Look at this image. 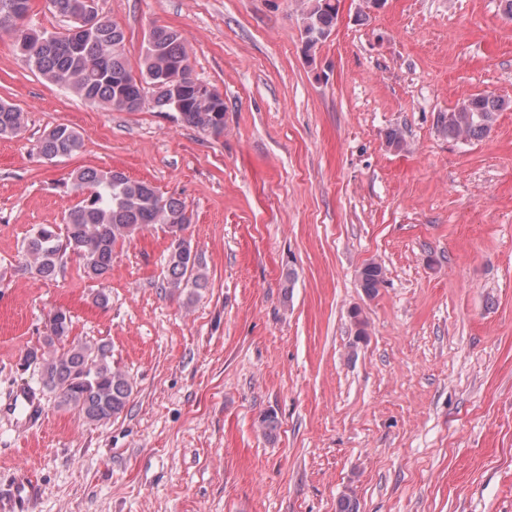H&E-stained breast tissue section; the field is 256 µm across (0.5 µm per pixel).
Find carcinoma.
I'll return each instance as SVG.
<instances>
[{
	"label": "carcinoma",
	"mask_w": 512,
	"mask_h": 512,
	"mask_svg": "<svg viewBox=\"0 0 512 512\" xmlns=\"http://www.w3.org/2000/svg\"><path fill=\"white\" fill-rule=\"evenodd\" d=\"M298 2L304 53L311 57L324 43L317 33L333 31L337 12L328 0ZM48 5L71 25L63 32L43 33L42 41L31 44L23 58L47 80L85 100L128 112V104L148 98L160 112L175 111L168 90L172 82L160 65L163 59L175 64L172 75L180 85L197 81L178 31L153 28L135 70L126 54L124 28L104 17L93 21L88 15L94 0H48ZM29 9L30 0H0V33L12 35L17 43L28 41V30L18 21ZM504 109V100L478 94L470 97L469 111L442 112L437 123L450 139H481ZM179 116L183 123L219 136L224 132V98L213 88L192 94L182 99ZM23 127L22 112L0 100V138L13 137ZM81 147L78 132L64 125L52 128L39 141L40 153L48 160L70 157ZM71 184L80 201L68 210L64 227L42 225L23 243L27 267L43 279H55L64 270L65 255L72 254L80 260L86 279L103 280L112 270L116 250L139 232L156 225L184 232L190 226L181 199L122 172L84 167L71 173ZM164 279L171 294L192 304L194 295L209 287L202 252L190 241L180 251H168ZM358 279L365 295L372 298L385 283V268L368 262ZM72 328L71 312L62 307L54 310L45 323L41 345L25 350L22 364L37 367L41 392L53 394L58 406L77 412L89 423H107L126 408L133 391L131 377L112 365L107 342L73 337Z\"/></svg>",
	"instance_id": "cac0c4a2"
}]
</instances>
